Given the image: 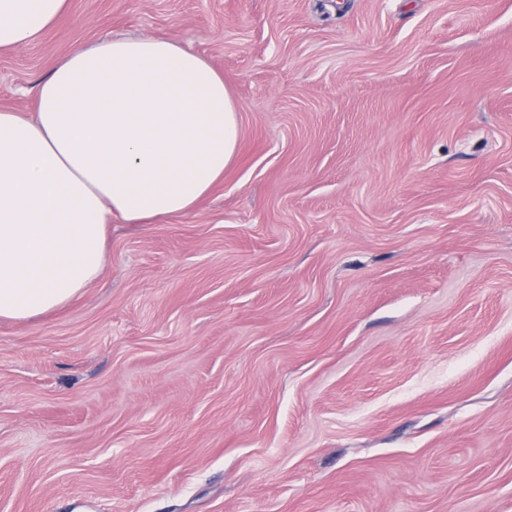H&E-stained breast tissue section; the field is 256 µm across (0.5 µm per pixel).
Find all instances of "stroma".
<instances>
[{"label": "stroma", "instance_id": "obj_1", "mask_svg": "<svg viewBox=\"0 0 512 512\" xmlns=\"http://www.w3.org/2000/svg\"><path fill=\"white\" fill-rule=\"evenodd\" d=\"M139 34L237 154L0 324V512H512V0H70L0 107Z\"/></svg>", "mask_w": 512, "mask_h": 512}]
</instances>
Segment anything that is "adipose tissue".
Returning <instances> with one entry per match:
<instances>
[{"label": "adipose tissue", "mask_w": 512, "mask_h": 512, "mask_svg": "<svg viewBox=\"0 0 512 512\" xmlns=\"http://www.w3.org/2000/svg\"><path fill=\"white\" fill-rule=\"evenodd\" d=\"M70 0H0V53L39 40ZM240 135L224 77L154 36L104 37L64 56L25 114L0 109V321L52 312L100 275L112 218L192 210Z\"/></svg>", "instance_id": "adipose-tissue-1"}]
</instances>
